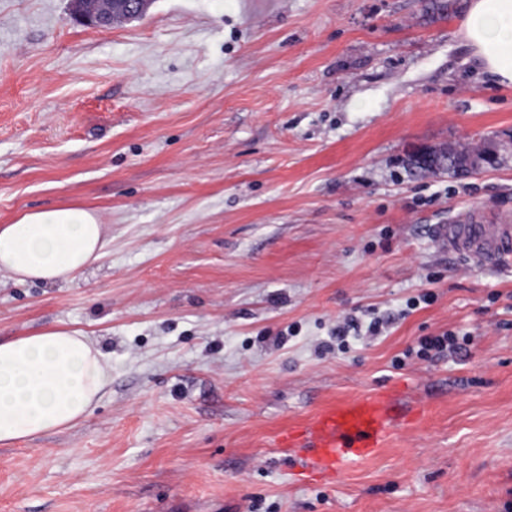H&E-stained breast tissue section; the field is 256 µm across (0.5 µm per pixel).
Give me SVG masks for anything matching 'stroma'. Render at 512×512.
Wrapping results in <instances>:
<instances>
[{
    "mask_svg": "<svg viewBox=\"0 0 512 512\" xmlns=\"http://www.w3.org/2000/svg\"><path fill=\"white\" fill-rule=\"evenodd\" d=\"M467 5L151 0L99 28L73 0H0V225L80 205L112 227L74 282L0 273V340L78 330L112 369L77 426L0 445V512H512V270L435 238L512 213V158L405 170L512 135ZM367 308L385 331L337 346ZM448 329L466 356L405 357ZM383 387L419 420L300 481L280 428Z\"/></svg>",
    "mask_w": 512,
    "mask_h": 512,
    "instance_id": "1",
    "label": "stroma"
}]
</instances>
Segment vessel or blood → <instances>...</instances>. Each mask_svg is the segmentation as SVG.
<instances>
[{
  "mask_svg": "<svg viewBox=\"0 0 512 512\" xmlns=\"http://www.w3.org/2000/svg\"><path fill=\"white\" fill-rule=\"evenodd\" d=\"M439 241L449 252L477 269H497L512 263V218L485 221L483 211L460 215L457 223L439 226ZM397 390L336 397L312 415L286 424L277 448L300 458V474L332 481L349 465L375 455L401 424L415 422L419 408L397 415L393 407Z\"/></svg>",
  "mask_w": 512,
  "mask_h": 512,
  "instance_id": "1",
  "label": "vessel or blood"
}]
</instances>
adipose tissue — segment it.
Returning <instances> with one entry per match:
<instances>
[{
	"instance_id": "obj_1",
	"label": "adipose tissue",
	"mask_w": 512,
	"mask_h": 512,
	"mask_svg": "<svg viewBox=\"0 0 512 512\" xmlns=\"http://www.w3.org/2000/svg\"><path fill=\"white\" fill-rule=\"evenodd\" d=\"M463 37L480 68L512 86V0H469ZM112 240L92 210L27 212L0 226V272L19 282H71ZM111 373L89 336L51 329L0 342V445L75 426L91 414Z\"/></svg>"
}]
</instances>
